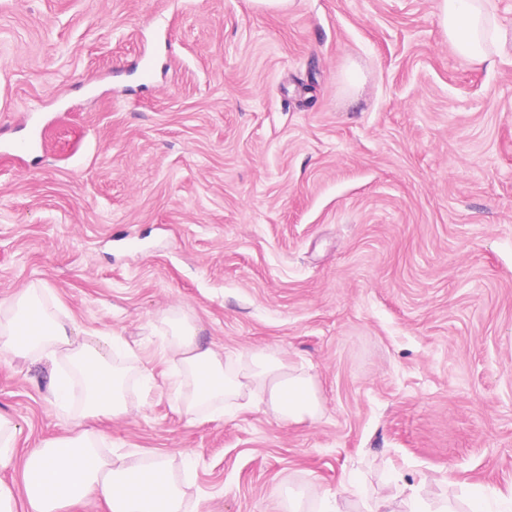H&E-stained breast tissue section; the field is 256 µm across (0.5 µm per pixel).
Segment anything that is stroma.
<instances>
[{
  "mask_svg": "<svg viewBox=\"0 0 512 512\" xmlns=\"http://www.w3.org/2000/svg\"><path fill=\"white\" fill-rule=\"evenodd\" d=\"M46 288L132 352L119 419L0 355V469L83 429L165 456L199 512L349 488L504 512L512 493V55L461 56L436 0H0V300ZM185 317L312 375L321 412L185 414ZM16 435L17 426L0 415V467L7 466L12 461Z\"/></svg>",
  "mask_w": 512,
  "mask_h": 512,
  "instance_id": "1",
  "label": "stroma"
}]
</instances>
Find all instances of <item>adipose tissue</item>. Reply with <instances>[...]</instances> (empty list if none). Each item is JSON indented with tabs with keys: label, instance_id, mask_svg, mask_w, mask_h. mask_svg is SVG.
<instances>
[{
	"label": "adipose tissue",
	"instance_id": "adipose-tissue-1",
	"mask_svg": "<svg viewBox=\"0 0 512 512\" xmlns=\"http://www.w3.org/2000/svg\"><path fill=\"white\" fill-rule=\"evenodd\" d=\"M437 17L459 54L490 68L503 57L506 32L490 0H437ZM45 294V289L27 288L0 300V352L69 359L82 384V417L133 413L136 406L124 393L127 372L107 355L117 349V337H107L102 351L80 342L73 320L48 305ZM164 350L199 379L183 400L188 414L264 407L284 421L300 423L315 420L320 411L311 375L264 353L246 362L220 356L198 340L187 319L173 324ZM25 491L27 512H62L91 497L102 498L108 512H189L167 459L106 457L99 435L87 429L52 439L32 455L25 464Z\"/></svg>",
	"mask_w": 512,
	"mask_h": 512
}]
</instances>
